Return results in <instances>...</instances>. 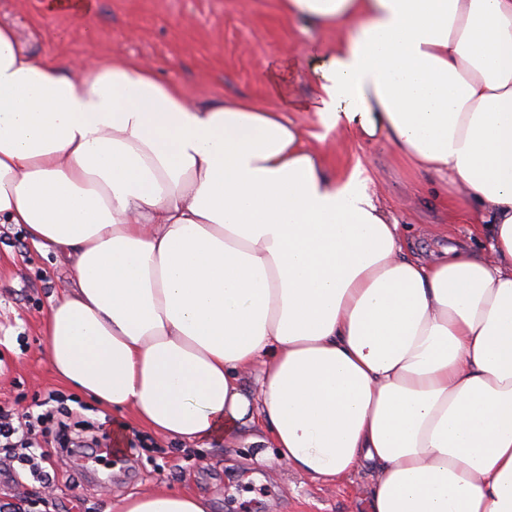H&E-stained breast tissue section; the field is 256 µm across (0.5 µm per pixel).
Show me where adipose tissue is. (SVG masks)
<instances>
[{
    "instance_id": "obj_1",
    "label": "adipose tissue",
    "mask_w": 512,
    "mask_h": 512,
    "mask_svg": "<svg viewBox=\"0 0 512 512\" xmlns=\"http://www.w3.org/2000/svg\"><path fill=\"white\" fill-rule=\"evenodd\" d=\"M337 27L313 104L466 186L488 253L407 255L365 182L285 112L192 104L116 54L74 67L0 24V224L74 259L50 365L173 440L275 449L369 512H512V0H279ZM258 372V411L240 380ZM157 489L114 512H210Z\"/></svg>"
}]
</instances>
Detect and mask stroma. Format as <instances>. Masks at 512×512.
Returning <instances> with one entry per match:
<instances>
[{
  "mask_svg": "<svg viewBox=\"0 0 512 512\" xmlns=\"http://www.w3.org/2000/svg\"><path fill=\"white\" fill-rule=\"evenodd\" d=\"M0 22L16 30L21 47L45 58L78 64L120 53L179 83L189 102L246 97L262 107L278 103L271 78L288 89V116L305 136L326 134L320 148L337 177L358 176L404 224L416 252L430 255L465 242L463 217L445 206L464 195L458 184L413 169L381 141L365 142L346 128L325 131L309 101L321 58L310 44L333 43L338 30L286 21L278 0H100L96 15L77 21L49 13L43 0H0ZM72 262L43 254L24 226L0 224V404L34 410L56 391L81 418L98 424L101 447L121 443L122 457L92 458L78 468L59 451L49 487L0 455V512H16L29 495H46L49 512H111L124 497L172 488L209 499L212 512H368L375 484L364 469L331 483L294 474L271 456L235 441L196 449L156 434L131 413L93 404L58 381L42 336L51 301L69 288Z\"/></svg>",
  "mask_w": 512,
  "mask_h": 512,
  "instance_id": "35a3bbf8",
  "label": "stroma"
}]
</instances>
